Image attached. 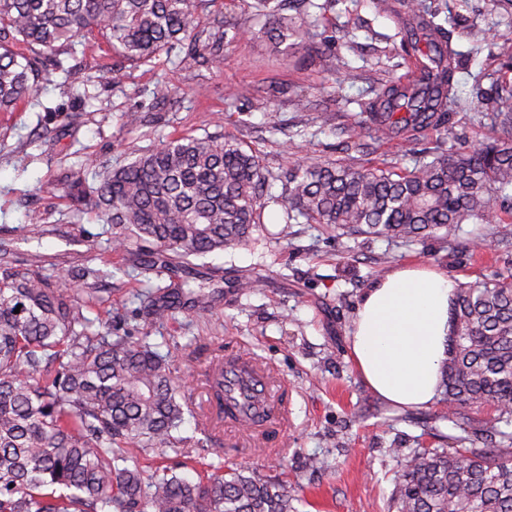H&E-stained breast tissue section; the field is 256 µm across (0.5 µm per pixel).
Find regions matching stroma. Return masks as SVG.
I'll return each mask as SVG.
<instances>
[{"mask_svg":"<svg viewBox=\"0 0 512 512\" xmlns=\"http://www.w3.org/2000/svg\"><path fill=\"white\" fill-rule=\"evenodd\" d=\"M340 64L326 70L305 53H274L258 39L227 38L224 64L180 50L131 62L99 35L79 38L65 64L70 76L11 112H0V241L8 267L21 272L72 276L88 265L102 270L95 286L108 304L101 311L113 334L146 341L166 356L186 396L203 400L204 351L230 345L271 364L288 385L290 423L277 451L238 455L200 452L189 461L173 450L148 448L147 472L171 468L198 480L209 467L244 465L261 477L297 486V512H387L394 479L418 448H457L466 431L491 421L490 407L448 417L442 403L427 408L389 404L359 378L348 351L357 304L365 289L398 265L433 264L456 282L492 281L512 270V247L492 246L494 223L462 225L451 241L349 238L318 224H289L276 205L264 210L245 246L191 258L175 273L146 272L131 252L112 249L110 224L94 210L76 211L66 180L75 170L95 185L105 167L128 164L135 150L169 138L232 133L276 174L271 194L291 162L339 163L349 151L340 126L354 124L372 86L406 72L401 35L392 15L372 0H334L318 27ZM457 79L465 104L448 133L426 134L437 143L470 147L492 130L472 102L473 77L496 76L499 51L489 41L457 44ZM121 70L114 81L113 70ZM361 78L349 82L347 70ZM70 79L78 97L59 83ZM307 108H299V101ZM139 111L135 130L125 113ZM260 277L259 288L240 283ZM188 284L203 298L201 312L180 309L167 320L151 317L146 294ZM321 466L311 469L310 459Z\"/></svg>","mask_w":512,"mask_h":512,"instance_id":"1","label":"stroma"}]
</instances>
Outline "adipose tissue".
<instances>
[{"instance_id": "1", "label": "adipose tissue", "mask_w": 512, "mask_h": 512, "mask_svg": "<svg viewBox=\"0 0 512 512\" xmlns=\"http://www.w3.org/2000/svg\"><path fill=\"white\" fill-rule=\"evenodd\" d=\"M456 287L448 273L420 263L395 267L366 288L349 351L361 379L385 400L409 407L434 403Z\"/></svg>"}]
</instances>
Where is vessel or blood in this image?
<instances>
[{
  "label": "vessel or blood",
  "instance_id": "obj_1",
  "mask_svg": "<svg viewBox=\"0 0 512 512\" xmlns=\"http://www.w3.org/2000/svg\"><path fill=\"white\" fill-rule=\"evenodd\" d=\"M221 380L224 400L234 408V417L227 432L249 424L253 410L262 409L267 420L255 426L253 435L266 443L269 435L280 432L288 422V406L283 398L284 380L271 367L252 357L225 356Z\"/></svg>",
  "mask_w": 512,
  "mask_h": 512
}]
</instances>
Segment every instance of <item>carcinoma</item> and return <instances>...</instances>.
Listing matches in <instances>:
<instances>
[{"mask_svg": "<svg viewBox=\"0 0 512 512\" xmlns=\"http://www.w3.org/2000/svg\"><path fill=\"white\" fill-rule=\"evenodd\" d=\"M208 0H0V112L65 71L59 55L99 32L124 57L148 61L187 41L209 46L224 64L228 32L251 29L209 17ZM433 0H404L397 17L402 51L415 74L381 85L362 104L365 119L347 129L362 152L371 141L408 145L446 131L458 103L453 39H473L478 19L449 30ZM272 48L315 49L316 0H255ZM502 50L504 78L481 86L476 103L497 136L477 148L449 147L407 172L340 163L293 165L272 199L286 222L322 224L348 237L455 239L461 224H502L497 243L512 247V23L487 33ZM38 48L26 54L18 45ZM262 158L225 134L176 136L106 171L88 191L80 172L68 192L78 208L112 223V244L136 243L146 270L187 263L244 245L261 223L270 179ZM92 288L64 276L0 267V512H295L298 490L285 481L229 468L207 481L167 469L145 476V448H174L185 415L200 414L180 392L168 361L153 346L112 330H93L87 309L101 305ZM181 301L155 296L150 311L168 319ZM19 313H14L15 309ZM452 334L442 368L448 413L492 406L498 445L417 450L394 481L388 512H512V273L458 286Z\"/></svg>", "mask_w": 512, "mask_h": 512, "instance_id": "carcinoma-1", "label": "carcinoma"}]
</instances>
